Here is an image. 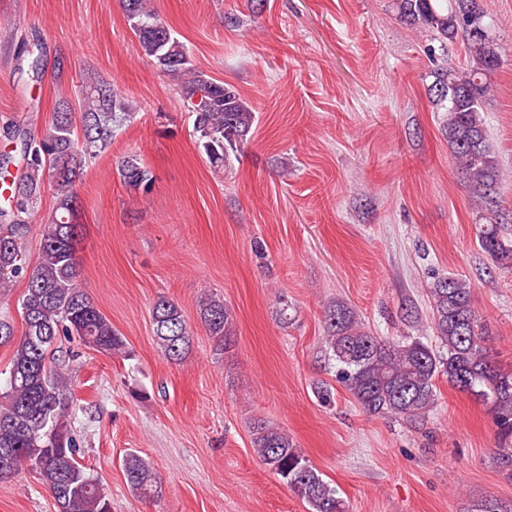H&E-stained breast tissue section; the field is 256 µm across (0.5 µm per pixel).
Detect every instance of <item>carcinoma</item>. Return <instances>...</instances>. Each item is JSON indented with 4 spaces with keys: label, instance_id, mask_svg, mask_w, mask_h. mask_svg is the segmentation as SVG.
<instances>
[{
    "label": "carcinoma",
    "instance_id": "cac0c4a2",
    "mask_svg": "<svg viewBox=\"0 0 512 512\" xmlns=\"http://www.w3.org/2000/svg\"><path fill=\"white\" fill-rule=\"evenodd\" d=\"M400 19L434 34L428 45L436 62L430 86L435 106L448 113L444 130L453 161L480 208L475 225L479 248L501 265L512 267V243L499 222L502 174L488 135L485 105L492 91L491 76L501 67V47L491 32L480 0H396ZM125 13L142 52L160 70L178 81L193 130L209 161L226 165L251 132L253 107L232 87L217 83L195 69L183 43L172 35L148 6V0H124ZM462 41L466 66L438 64L448 45ZM31 80L40 79V43L23 46ZM135 106L119 99L105 84L82 91V153L75 150V127L68 108L54 112L49 128L37 137L13 122L4 138L15 145L22 172L12 178L8 159L0 155V291L26 282L21 301L22 335L12 348L5 387L0 392V481L29 470L54 499L58 512H111L102 481L80 461L82 448L71 424L72 370L63 340L79 337L86 345L111 356L127 358V342L79 287L77 244L80 225L74 222L76 202L71 193L44 225L40 253L27 260L23 239L25 217L40 200L45 176L63 189L73 185L84 165L110 144L114 128L135 114ZM119 175L128 187L148 190L153 176L141 159L123 161ZM433 330L440 348L420 337L384 340L365 329L356 312L344 303L329 306L324 327V354L336 368V379L363 412L388 415L422 425L437 402L436 377L443 374L455 389L478 397L490 407L496 426L500 464L512 466V370L491 361L484 346L486 328L472 300V285L457 277L437 279L430 288ZM201 323L225 355L236 346L233 311L224 297L209 293L198 301ZM156 344L166 360L182 361L190 351L193 331L180 307L160 298L152 308ZM251 444L257 458L284 485L308 504L310 512H346L338 489L297 448L288 432L263 419L251 423ZM128 485L142 498L159 495L160 477L145 458L129 453L123 459ZM471 512H512L493 496L482 497Z\"/></svg>",
    "mask_w": 512,
    "mask_h": 512
}]
</instances>
